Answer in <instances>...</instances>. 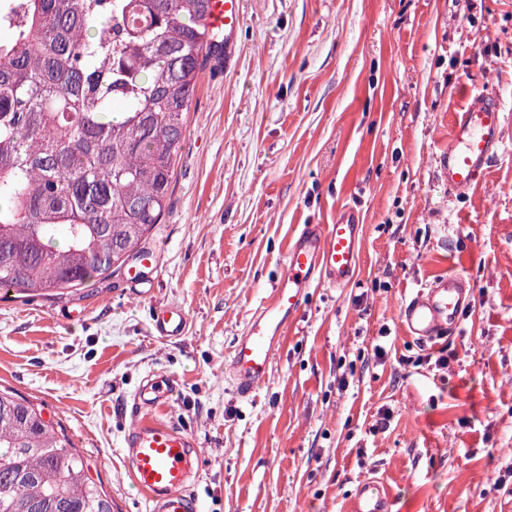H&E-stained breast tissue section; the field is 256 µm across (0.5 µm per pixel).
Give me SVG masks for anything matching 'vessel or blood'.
Instances as JSON below:
<instances>
[{"label":"vessel or blood","instance_id":"vessel-or-blood-1","mask_svg":"<svg viewBox=\"0 0 512 512\" xmlns=\"http://www.w3.org/2000/svg\"><path fill=\"white\" fill-rule=\"evenodd\" d=\"M241 22V0H213L207 23L224 34L225 60H232L239 51ZM503 122L497 102L482 95L469 96L454 114L448 146L435 159L449 196L472 191L493 159L503 152ZM361 240L359 218L350 210L339 214L332 224L300 225L269 299L252 312L224 365L225 377L239 398H252L268 381L274 356L288 327L300 315L310 288L316 284L343 288L354 281ZM156 267L155 255L149 252L140 264L128 268L126 281L132 294L152 298ZM469 301L466 280L451 273L405 299L400 322L408 336L423 344L451 336L458 331L461 313ZM188 324L183 305H155L151 317L154 335L178 340L185 336ZM177 390L176 378L150 376L132 397L137 419L124 438L122 455L134 484L148 497L149 512H198V503L189 491L197 444L149 414L150 409L170 401ZM353 512H391V500L380 485L367 481L358 489Z\"/></svg>","mask_w":512,"mask_h":512}]
</instances>
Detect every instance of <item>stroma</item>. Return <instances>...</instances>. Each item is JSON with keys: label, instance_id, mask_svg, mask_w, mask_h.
Masks as SVG:
<instances>
[{"label": "stroma", "instance_id": "stroma-1", "mask_svg": "<svg viewBox=\"0 0 512 512\" xmlns=\"http://www.w3.org/2000/svg\"><path fill=\"white\" fill-rule=\"evenodd\" d=\"M242 3L240 51L203 69L146 243L152 299L120 271L69 302L0 299V388L63 427L114 512H147L121 446L153 372L179 379L163 418L198 445L200 512H351L370 480L391 512H512V0ZM471 93L501 104L505 149L452 199L435 157ZM348 206L354 282L310 288L240 399L224 364L290 239ZM452 272L470 282L459 332L406 336L404 298ZM160 302L187 309L182 339L152 333Z\"/></svg>", "mask_w": 512, "mask_h": 512}]
</instances>
